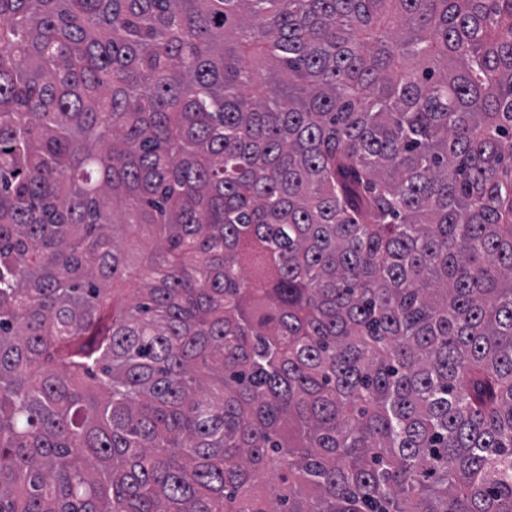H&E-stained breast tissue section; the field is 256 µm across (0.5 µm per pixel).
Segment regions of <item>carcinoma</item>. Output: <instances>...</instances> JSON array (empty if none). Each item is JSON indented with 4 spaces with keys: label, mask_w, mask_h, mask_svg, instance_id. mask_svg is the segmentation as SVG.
Wrapping results in <instances>:
<instances>
[{
    "label": "carcinoma",
    "mask_w": 512,
    "mask_h": 512,
    "mask_svg": "<svg viewBox=\"0 0 512 512\" xmlns=\"http://www.w3.org/2000/svg\"><path fill=\"white\" fill-rule=\"evenodd\" d=\"M0 512H512V0H0Z\"/></svg>",
    "instance_id": "obj_1"
}]
</instances>
